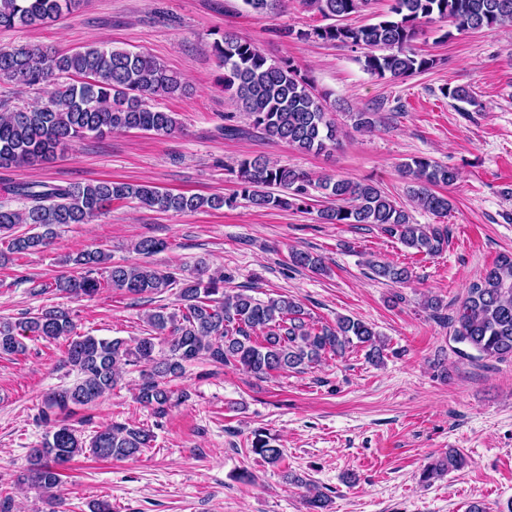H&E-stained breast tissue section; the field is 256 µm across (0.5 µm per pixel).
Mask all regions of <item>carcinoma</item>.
<instances>
[{
    "label": "carcinoma",
    "mask_w": 512,
    "mask_h": 512,
    "mask_svg": "<svg viewBox=\"0 0 512 512\" xmlns=\"http://www.w3.org/2000/svg\"><path fill=\"white\" fill-rule=\"evenodd\" d=\"M309 11L329 21L305 31H281L285 37L321 40L365 50V69L380 77H408L434 64L414 47L423 22H449L457 32L512 27V0H391L389 11L373 23L353 25L349 16L369 8L371 0H300ZM84 0H0V29L51 24L79 9ZM212 50L224 74V92L236 101L246 119L234 123L224 115V136H259L288 144L302 153H320L337 142L336 123L329 117L323 97L300 75L294 62L268 59L251 40L224 32ZM0 79L19 86L48 87L46 100L36 106L6 108L0 114V168L26 167L55 159L57 151L90 134L142 131L168 136L180 129L175 113L157 103L183 89L181 80L154 59L105 44L60 51L42 46L0 49ZM410 180L407 202L400 203L367 182L326 176L318 181L327 205L318 209L324 224H374L404 246L428 256L448 247V225L415 224L410 210L445 216L450 197L433 187L452 186L456 169L429 157L418 156L403 164ZM236 190L229 196L208 197L174 193L152 183L101 180L66 186L19 183L14 194L29 201L22 210L0 204V234L8 235L6 254L45 248L56 229L85 224L110 211L112 204L136 200L158 211L195 212L202 208L231 207L241 198L259 209L307 210L312 201L307 176L263 157L243 158L231 168ZM19 224L37 232L14 235ZM166 241L145 237L135 244L142 255L165 250ZM100 249L83 250L65 259L73 273L54 281L55 290L73 297L93 296L107 286L131 296L164 293L178 288L181 306L174 312L159 307L147 314L148 333L126 340L80 335L68 313L46 310L25 321L0 318V354L26 352V338L66 342L63 365L77 373L75 381L46 393L41 414L51 423L39 447L31 450L29 467L18 483L45 497L50 512L61 505L60 468L84 450L101 460H122L150 447V430L132 424L103 427L86 442L68 422L75 409L98 402L117 388L121 367L144 363L150 367L135 400L159 417L174 404L170 382L180 378L186 365L205 360L216 367H235L257 378L274 372L305 370L328 354L351 347L367 348L366 356L381 359V340L374 328L339 316L333 324L316 325L294 299L279 295L265 301L241 291L224 293V276L205 275L200 268L188 275L161 272L146 264L110 263ZM292 266L313 272L325 270L322 257L295 250ZM377 278L405 284L408 268L368 262ZM450 340L455 351L472 360L512 358V256H500L492 267L469 283L453 323ZM252 452L268 465L283 459V450L257 431ZM467 458L456 450L436 457L420 474L429 484L463 468ZM311 512H328L330 499L309 489Z\"/></svg>",
    "instance_id": "cac0c4a2"
}]
</instances>
